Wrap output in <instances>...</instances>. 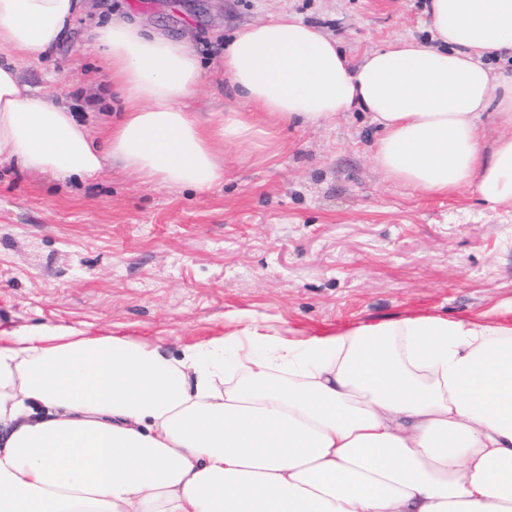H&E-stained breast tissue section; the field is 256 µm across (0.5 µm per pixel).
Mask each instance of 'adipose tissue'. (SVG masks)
<instances>
[{
    "mask_svg": "<svg viewBox=\"0 0 512 512\" xmlns=\"http://www.w3.org/2000/svg\"><path fill=\"white\" fill-rule=\"evenodd\" d=\"M79 0H0V49L35 60ZM430 40L350 66L293 14L237 31L224 70L283 122L370 113L394 187L512 206V0H430ZM125 117L92 135L0 64V161L60 178L105 162L163 186L224 178L198 119L188 43L140 24L94 30ZM505 127L484 143V114ZM0 512H512V323L440 315L307 335L255 321L174 354L46 326L0 332Z\"/></svg>",
    "mask_w": 512,
    "mask_h": 512,
    "instance_id": "ef3b65f1",
    "label": "adipose tissue"
}]
</instances>
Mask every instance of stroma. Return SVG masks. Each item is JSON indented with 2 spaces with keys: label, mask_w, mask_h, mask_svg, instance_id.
<instances>
[{
  "label": "stroma",
  "mask_w": 512,
  "mask_h": 512,
  "mask_svg": "<svg viewBox=\"0 0 512 512\" xmlns=\"http://www.w3.org/2000/svg\"><path fill=\"white\" fill-rule=\"evenodd\" d=\"M56 48L21 61L22 83L93 135L122 102L94 28L135 20L190 42L202 64L190 111L241 109L224 47L248 25L292 13L350 61L430 39L429 0H84ZM248 141L216 145L224 180L162 186L116 166L57 179L0 161V330L44 324L127 336L176 352L236 318L272 316L308 334L417 315L512 313V208L471 191L406 193L372 159L378 132L353 111L317 125L255 113Z\"/></svg>",
  "instance_id": "stroma-1"
}]
</instances>
